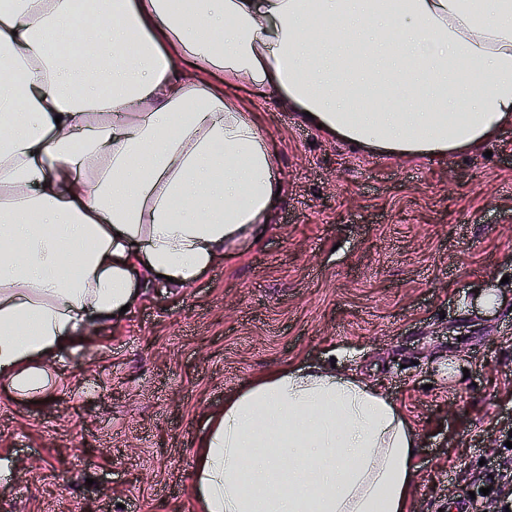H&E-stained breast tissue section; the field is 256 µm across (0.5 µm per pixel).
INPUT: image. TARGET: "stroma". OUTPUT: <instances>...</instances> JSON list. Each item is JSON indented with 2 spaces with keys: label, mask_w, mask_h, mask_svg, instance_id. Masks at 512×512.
Wrapping results in <instances>:
<instances>
[{
  "label": "stroma",
  "mask_w": 512,
  "mask_h": 512,
  "mask_svg": "<svg viewBox=\"0 0 512 512\" xmlns=\"http://www.w3.org/2000/svg\"><path fill=\"white\" fill-rule=\"evenodd\" d=\"M278 155L263 237L196 284L140 289L0 384V512H200L193 469L225 393L287 362L336 367L419 435L409 512H446L512 439V125L442 164L370 156L237 88ZM507 304L484 311L478 292Z\"/></svg>",
  "instance_id": "obj_1"
}]
</instances>
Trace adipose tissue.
<instances>
[{
    "label": "adipose tissue",
    "instance_id": "adipose-tissue-1",
    "mask_svg": "<svg viewBox=\"0 0 512 512\" xmlns=\"http://www.w3.org/2000/svg\"><path fill=\"white\" fill-rule=\"evenodd\" d=\"M9 0L0 8V382L195 283L265 230L277 155L247 87L373 155L440 162L512 124V0ZM419 439L356 377L286 363L228 393L201 512H407Z\"/></svg>",
    "mask_w": 512,
    "mask_h": 512
}]
</instances>
